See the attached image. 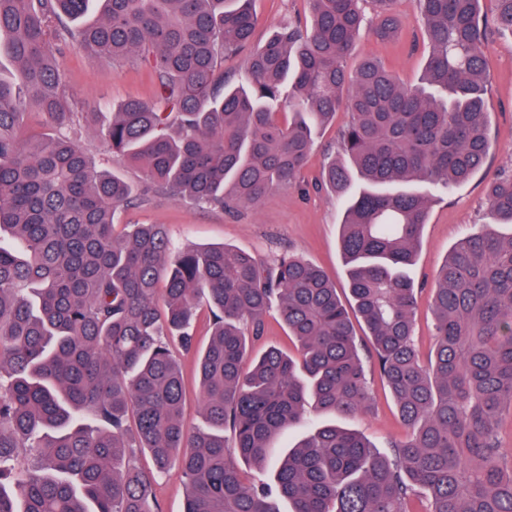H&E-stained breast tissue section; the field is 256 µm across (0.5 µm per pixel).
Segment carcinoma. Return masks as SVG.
Here are the masks:
<instances>
[{"label":"carcinoma","instance_id":"cac0c4a2","mask_svg":"<svg viewBox=\"0 0 512 512\" xmlns=\"http://www.w3.org/2000/svg\"><path fill=\"white\" fill-rule=\"evenodd\" d=\"M0 0V512H159L156 477L177 467L185 512H512V452L498 433L512 408V174L487 184L486 222L440 265L431 288L434 352L415 341L409 274L430 206L493 150L481 0H412L429 55L412 84L365 57L367 34L395 41L402 0H308L247 58L252 0ZM494 25L512 35V0ZM127 61L154 100H127L98 127L69 95L62 49ZM43 118L34 133L27 109ZM349 115L318 189L344 203L339 244L349 297L318 266L226 246L177 250L160 224L117 230L134 196L76 134L98 132L142 169L140 200L258 207L297 184L315 131ZM209 305L198 353L205 426L185 427L173 344ZM276 312L294 351L252 355ZM364 324L367 346L357 340ZM406 436L379 451L334 424L305 436L257 486L236 458L263 463L275 435L313 412L351 419L373 392L363 353ZM233 434L228 445L224 431ZM146 450L154 471L134 465Z\"/></svg>","mask_w":512,"mask_h":512}]
</instances>
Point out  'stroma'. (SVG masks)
Here are the masks:
<instances>
[{"mask_svg":"<svg viewBox=\"0 0 512 512\" xmlns=\"http://www.w3.org/2000/svg\"><path fill=\"white\" fill-rule=\"evenodd\" d=\"M401 10L404 22L400 41L362 40L347 58V68H355L361 56L371 55L380 59L401 81H416L427 59V41L409 0H404ZM253 12L252 44L256 47L284 20H304L309 15L307 0H254ZM485 52L490 61L487 105L491 112L494 151L480 173L433 204L423 228L416 263L411 269L415 281L426 285L420 295L416 318L417 346L424 357L434 346L428 286L448 253L484 224L488 176L512 170V36L491 34ZM63 62L72 96L87 111L98 113L101 123L111 121L114 104L129 99L148 102L153 98L154 85L143 68L111 64L71 51L64 52ZM347 120V114H338L332 124L322 129L297 185L274 191L258 208H244L229 215L162 197L144 204L125 205L118 212L117 222L165 225L173 244L182 248L224 245L268 260L285 252L296 254L326 270L337 287H347L346 267L338 246L339 204L331 193L314 188L329 157L337 151L338 134ZM207 324L208 312L200 310L192 350L177 352L186 388L184 419L191 427L204 424L197 387L196 351L209 340ZM373 392V410L351 421L350 426L377 448L384 449L389 442L402 438L405 429L381 382H374Z\"/></svg>","mask_w":512,"mask_h":512,"instance_id":"1","label":"stroma"}]
</instances>
